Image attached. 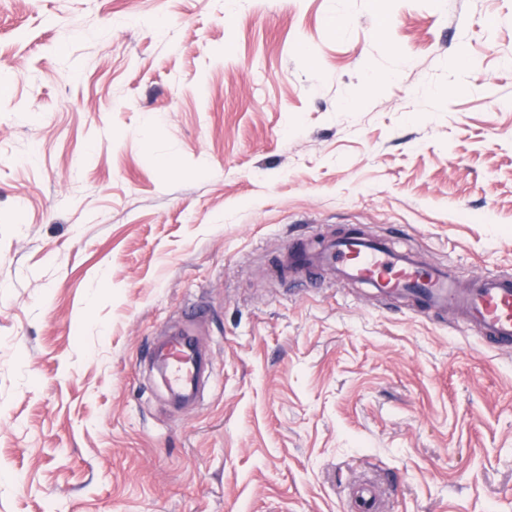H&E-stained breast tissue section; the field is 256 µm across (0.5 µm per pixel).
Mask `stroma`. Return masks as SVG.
Segmentation results:
<instances>
[{"instance_id":"1","label":"stroma","mask_w":512,"mask_h":512,"mask_svg":"<svg viewBox=\"0 0 512 512\" xmlns=\"http://www.w3.org/2000/svg\"><path fill=\"white\" fill-rule=\"evenodd\" d=\"M0 77V512H512V351L276 269L512 273V0H0ZM168 336L162 345L154 343L150 358L164 365L170 393L186 398L197 392L200 379L212 370V361L196 348V338L189 329Z\"/></svg>"}]
</instances>
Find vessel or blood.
<instances>
[{"label": "vessel or blood", "mask_w": 512, "mask_h": 512, "mask_svg": "<svg viewBox=\"0 0 512 512\" xmlns=\"http://www.w3.org/2000/svg\"><path fill=\"white\" fill-rule=\"evenodd\" d=\"M323 268L330 271L333 282H365L381 294L410 299L424 314L456 310L463 325L484 341L512 348L511 274L487 273L464 285L446 265L394 250L385 239L360 231L341 235L318 251L302 243L288 244L278 264L281 276L306 281ZM150 358L163 364L168 389L181 398L196 393L200 379L212 370L211 359L199 352L193 332L187 329L154 345Z\"/></svg>", "instance_id": "b4317fda"}]
</instances>
